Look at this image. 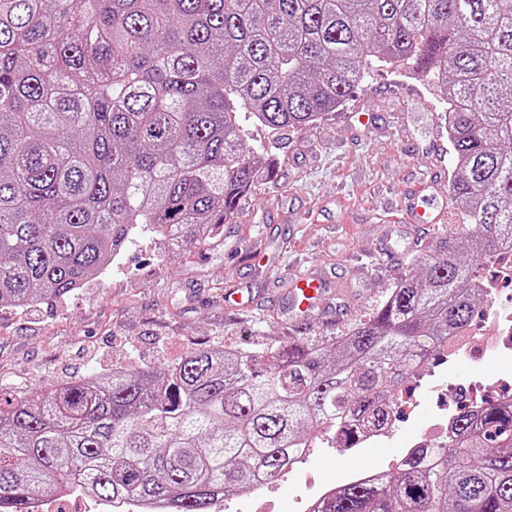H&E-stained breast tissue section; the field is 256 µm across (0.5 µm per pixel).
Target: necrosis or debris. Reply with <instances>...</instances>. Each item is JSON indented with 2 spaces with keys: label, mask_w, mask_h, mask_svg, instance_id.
Masks as SVG:
<instances>
[{
  "label": "necrosis or debris",
  "mask_w": 512,
  "mask_h": 512,
  "mask_svg": "<svg viewBox=\"0 0 512 512\" xmlns=\"http://www.w3.org/2000/svg\"><path fill=\"white\" fill-rule=\"evenodd\" d=\"M512 287V250L503 248L494 253L486 273L483 288L486 308L483 314L454 336L449 337L441 354L442 359L464 367L462 380L451 381L436 375L423 386L421 393L398 395L394 402V422L409 420L416 413L421 395L435 397L438 409L430 418L408 434L406 451L447 444L455 428L461 405L480 406L488 402L512 400V300H503L505 289ZM497 373L494 382L475 380L474 374L485 367ZM309 452H301L291 471L298 493L292 512H316L322 501L342 483L377 475V468H354L341 479L318 480L309 475Z\"/></svg>",
  "instance_id": "4bbe7bcc"
}]
</instances>
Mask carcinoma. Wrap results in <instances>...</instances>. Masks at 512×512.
<instances>
[{
	"label": "carcinoma",
	"mask_w": 512,
	"mask_h": 512,
	"mask_svg": "<svg viewBox=\"0 0 512 512\" xmlns=\"http://www.w3.org/2000/svg\"><path fill=\"white\" fill-rule=\"evenodd\" d=\"M448 103L450 194L434 241L372 319L325 345L197 350L34 393L0 389V512L79 482L101 500L214 512L325 431L348 448L481 304L512 247V0H0V306L83 287L133 235L179 245L236 214L248 128L301 129L379 65ZM318 512H512V403L463 412Z\"/></svg>",
	"instance_id": "carcinoma-1"
}]
</instances>
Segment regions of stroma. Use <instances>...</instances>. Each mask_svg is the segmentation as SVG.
<instances>
[{"mask_svg":"<svg viewBox=\"0 0 512 512\" xmlns=\"http://www.w3.org/2000/svg\"><path fill=\"white\" fill-rule=\"evenodd\" d=\"M430 86L424 74L376 68L310 127L253 129L262 160L254 184L206 242L171 252L139 232L78 292L0 308V387L154 367L201 348L326 343L370 318L413 258L463 221L449 192L448 105ZM423 181L442 219L405 223L398 206ZM301 272L326 288L305 319L288 296L290 275ZM400 456L397 438L359 456L319 448L309 469L328 477Z\"/></svg>","mask_w":512,"mask_h":512,"instance_id":"35a3bbf8","label":"stroma"}]
</instances>
